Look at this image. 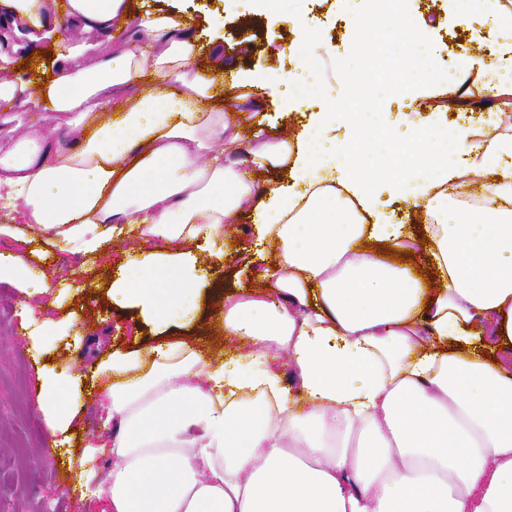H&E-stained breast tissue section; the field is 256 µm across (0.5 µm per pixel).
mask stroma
Listing matches in <instances>:
<instances>
[{"mask_svg":"<svg viewBox=\"0 0 512 512\" xmlns=\"http://www.w3.org/2000/svg\"><path fill=\"white\" fill-rule=\"evenodd\" d=\"M134 10L143 6L180 13L199 30L202 49L194 71L211 67L212 44H219L225 69L247 77L256 73H288L305 63L294 52L299 39H313L316 45L330 47L323 56L321 71L330 96L345 100L352 90L343 79L338 60H347L350 70L360 65L359 35L351 29L339 0H291L290 4L268 11L252 6L250 0L229 4L228 0H131ZM410 9L429 35L436 79L419 85L408 98L383 96L379 109L393 122L417 125L467 123L478 127H498L501 106L484 110L469 105L448 107L447 100L459 85V78L448 68L459 56H476L483 63L488 78L512 72V51L490 19L480 13L470 14L460 22L448 0H411ZM235 112L262 113L267 126L276 133L290 136L299 130L305 118L300 112H282L266 95L253 94L245 103H231ZM13 121H0V147L11 145L26 128L42 125L62 146L73 138L63 113L49 114L29 107L13 106ZM223 260L210 257L199 248L202 266L199 288L204 308L219 312L213 290L222 287L233 293L241 285L264 291V283L255 280L254 270L262 260L271 259V251L256 254L255 234L248 219L229 225ZM135 235L121 236L108 244L105 256H84L70 252L53 232L28 227L23 240L0 235V252H33L35 270L50 274L53 280L72 283L86 281L84 292L66 297L60 307L48 309V316L58 318L79 310L85 322L81 335L67 336L49 347L43 364L69 367L75 358L93 363L114 349L130 350L161 340L193 336L199 323H165L145 317L138 308L112 301L108 287L118 266L131 257L152 251ZM11 301L0 309V512H101L98 501L80 500L73 492L74 478L67 470H56L52 438L35 409L37 364L28 352V338H16L14 330L24 322L22 294L10 288Z\"/></svg>","mask_w":512,"mask_h":512,"instance_id":"1","label":"stroma"}]
</instances>
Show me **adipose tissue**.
I'll return each mask as SVG.
<instances>
[{"label":"adipose tissue","mask_w":512,"mask_h":512,"mask_svg":"<svg viewBox=\"0 0 512 512\" xmlns=\"http://www.w3.org/2000/svg\"><path fill=\"white\" fill-rule=\"evenodd\" d=\"M362 2L350 0V26L389 33L388 49L409 59L406 88L433 80L406 0ZM64 9L71 29L103 38L88 65L33 0H0L1 26L57 49L44 86L0 68V100L75 116L70 148L32 126L0 154V193L26 223L85 255L120 224L166 242L170 253L127 260L112 283L113 298L163 322L198 319L187 247L222 258L243 203L274 251L257 273L272 292L224 310L242 351L193 336L112 351L87 373L41 371L35 408L53 437L71 429L89 378L108 380L106 478L62 451L88 494L105 512H512V364L495 355L512 346V133L450 124L401 138L378 110L334 99L296 138L260 135L244 158L202 165L206 141L235 144L262 118L225 110L223 80L191 74L186 22L128 0ZM260 83L284 111L326 92L314 66ZM336 125L349 137L328 138ZM380 177L421 228L375 210ZM471 190L492 207L462 206L458 192ZM418 256L420 274L408 264ZM31 273L28 254L0 253V281L30 302L38 359L79 316H46L60 292Z\"/></svg>","instance_id":"ef3b65f1"}]
</instances>
